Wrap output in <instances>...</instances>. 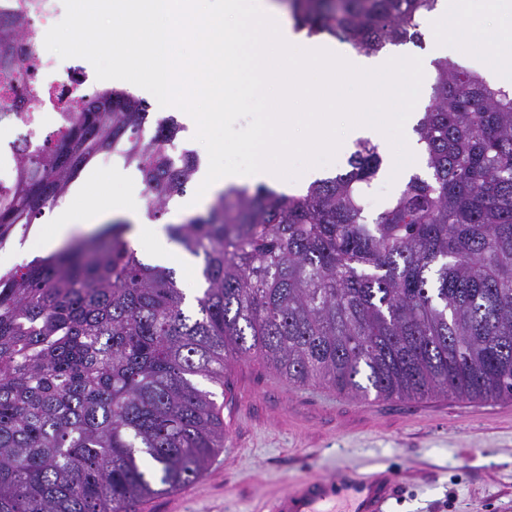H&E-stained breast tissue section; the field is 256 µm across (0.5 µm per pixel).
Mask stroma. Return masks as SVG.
<instances>
[{"label": "stroma", "instance_id": "35a3bbf8", "mask_svg": "<svg viewBox=\"0 0 512 512\" xmlns=\"http://www.w3.org/2000/svg\"><path fill=\"white\" fill-rule=\"evenodd\" d=\"M365 197L373 218L402 188L392 180V152ZM115 154L97 157L79 177L76 208L111 207L118 191L145 207L142 180L118 187ZM45 210L25 237L0 249L4 271L40 257V237L53 224ZM224 418V446L204 473L129 512H266L287 482L327 478L343 463L401 473L405 484L389 512H512V400L420 401L337 393L292 383L253 356L234 361L214 390Z\"/></svg>", "mask_w": 512, "mask_h": 512}]
</instances>
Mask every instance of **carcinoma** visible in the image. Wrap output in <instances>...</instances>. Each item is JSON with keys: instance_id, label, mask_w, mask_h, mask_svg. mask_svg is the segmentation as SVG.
<instances>
[{"instance_id": "obj_1", "label": "carcinoma", "mask_w": 512, "mask_h": 512, "mask_svg": "<svg viewBox=\"0 0 512 512\" xmlns=\"http://www.w3.org/2000/svg\"><path fill=\"white\" fill-rule=\"evenodd\" d=\"M437 0H291L295 27L358 51L420 38ZM0 24V77L12 75ZM66 127L20 159L0 191V248L27 232L99 155L142 174L166 213L198 170L172 118L143 135L144 101L74 95ZM413 175L372 220L364 188L383 158L356 143L347 168L301 196L232 187L169 226L203 259L197 315L170 269L144 263L129 225L0 272V512H127L198 479L224 447L214 393L241 355L291 382L422 400L512 399V90L436 62Z\"/></svg>"}]
</instances>
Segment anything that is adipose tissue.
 Returning a JSON list of instances; mask_svg holds the SVG:
<instances>
[{
    "mask_svg": "<svg viewBox=\"0 0 512 512\" xmlns=\"http://www.w3.org/2000/svg\"><path fill=\"white\" fill-rule=\"evenodd\" d=\"M57 210L59 218L46 232L42 241L43 250L54 249L77 230H89L103 224L111 211L115 210L131 215L133 224L127 233L129 242L138 253L146 255L153 264L168 267L185 261L184 256L178 253L170 240L165 226L149 221L143 211L131 207L124 198H115L112 210L88 207L76 215L72 212L70 198L66 197L60 200Z\"/></svg>",
    "mask_w": 512,
    "mask_h": 512,
    "instance_id": "adipose-tissue-1",
    "label": "adipose tissue"
}]
</instances>
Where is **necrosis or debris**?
<instances>
[{
    "instance_id": "4bbe7bcc",
    "label": "necrosis or debris",
    "mask_w": 512,
    "mask_h": 512,
    "mask_svg": "<svg viewBox=\"0 0 512 512\" xmlns=\"http://www.w3.org/2000/svg\"><path fill=\"white\" fill-rule=\"evenodd\" d=\"M64 12L63 0H0V21L19 19L10 54L15 75L0 80V185H10L35 138L52 136L69 117L75 89H94L80 57L49 53L46 32Z\"/></svg>"
}]
</instances>
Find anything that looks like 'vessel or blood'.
I'll use <instances>...</instances> for the list:
<instances>
[{"instance_id":"obj_1","label":"vessel or blood","mask_w":512,"mask_h":512,"mask_svg":"<svg viewBox=\"0 0 512 512\" xmlns=\"http://www.w3.org/2000/svg\"><path fill=\"white\" fill-rule=\"evenodd\" d=\"M400 481L382 469L340 466L335 477L293 480L273 500L269 512H327L328 504H341V512H385L396 497Z\"/></svg>"}]
</instances>
